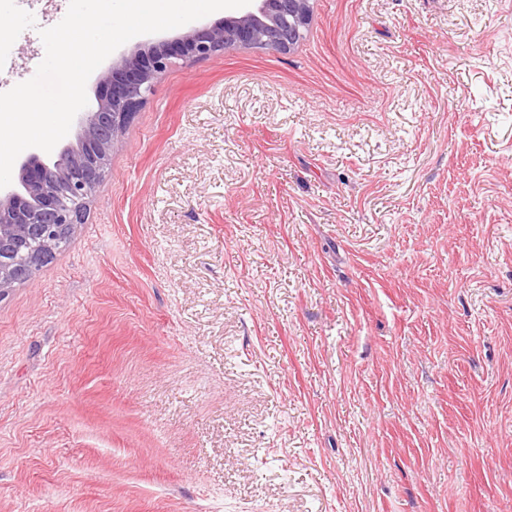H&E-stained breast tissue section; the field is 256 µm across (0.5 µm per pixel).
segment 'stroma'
Wrapping results in <instances>:
<instances>
[{"label":"stroma","mask_w":512,"mask_h":512,"mask_svg":"<svg viewBox=\"0 0 512 512\" xmlns=\"http://www.w3.org/2000/svg\"><path fill=\"white\" fill-rule=\"evenodd\" d=\"M0 512H512V0L173 60L0 296Z\"/></svg>","instance_id":"stroma-1"}]
</instances>
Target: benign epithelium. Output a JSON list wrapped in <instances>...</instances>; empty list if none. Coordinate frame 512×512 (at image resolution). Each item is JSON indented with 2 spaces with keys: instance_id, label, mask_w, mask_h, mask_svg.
<instances>
[{
  "instance_id": "1",
  "label": "benign epithelium",
  "mask_w": 512,
  "mask_h": 512,
  "mask_svg": "<svg viewBox=\"0 0 512 512\" xmlns=\"http://www.w3.org/2000/svg\"><path fill=\"white\" fill-rule=\"evenodd\" d=\"M252 2L220 22L201 23L172 40L122 55L101 74L103 93L96 107L74 118L77 144L63 148L51 162L38 152L22 162L18 177L0 188V294L30 279L46 256L68 245L86 219L129 118L172 60H205L240 48L287 52L301 41L311 20L310 0ZM66 198L75 205L64 204ZM30 238L38 246L19 254Z\"/></svg>"
}]
</instances>
